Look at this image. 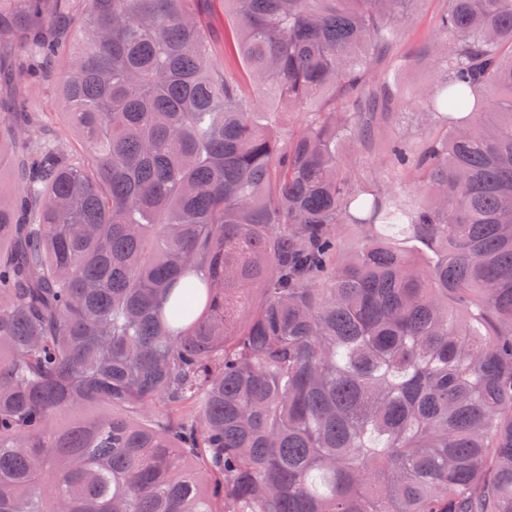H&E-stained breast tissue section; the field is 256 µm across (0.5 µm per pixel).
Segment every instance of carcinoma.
<instances>
[{"label":"carcinoma","mask_w":512,"mask_h":512,"mask_svg":"<svg viewBox=\"0 0 512 512\" xmlns=\"http://www.w3.org/2000/svg\"><path fill=\"white\" fill-rule=\"evenodd\" d=\"M419 2L0 0L85 145L0 102V512H512V0L435 19L424 198L338 151Z\"/></svg>","instance_id":"carcinoma-1"}]
</instances>
